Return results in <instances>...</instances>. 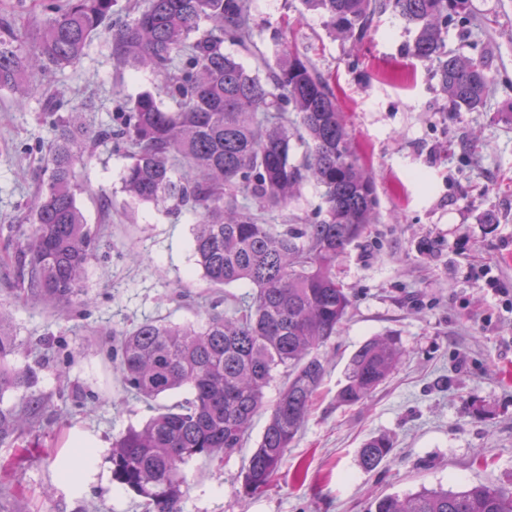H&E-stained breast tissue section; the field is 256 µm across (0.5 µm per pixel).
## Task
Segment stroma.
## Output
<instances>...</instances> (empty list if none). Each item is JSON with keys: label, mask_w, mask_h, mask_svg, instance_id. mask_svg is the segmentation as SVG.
I'll use <instances>...</instances> for the list:
<instances>
[{"label": "stroma", "mask_w": 512, "mask_h": 512, "mask_svg": "<svg viewBox=\"0 0 512 512\" xmlns=\"http://www.w3.org/2000/svg\"><path fill=\"white\" fill-rule=\"evenodd\" d=\"M249 70L267 77L283 47L307 59L333 89L357 155L373 175L377 219L336 260L351 306L319 351L327 372L313 408L266 493L245 495L244 465L266 414L236 454L186 469L178 512H373L376 498L421 487H512V0H469L466 27L452 24L443 51L485 58L490 90L482 107L454 112L435 63L412 57L415 31L386 9L362 43L333 33L300 0H248ZM27 99L0 91V227L36 192L53 137L39 78ZM66 108L114 123L139 91L164 80L121 67L105 37L58 72ZM126 158L97 147L81 177L78 205L98 230L87 272L90 305L34 303L13 288L14 252L0 238V317L16 334L12 364L33 369V389L4 403L42 405L0 441V512H145L144 500L112 478V442L146 420V402L115 369V333L148 320L197 324L219 295L199 271L197 215L165 205H129ZM319 188L303 184L276 213L279 224L314 221ZM396 336L401 365L361 404L336 392L352 354L375 336ZM393 442L389 458L363 471L371 437ZM89 461L70 476L58 463L79 444Z\"/></svg>", "instance_id": "obj_1"}]
</instances>
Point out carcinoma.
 I'll list each match as a JSON object with an SVG mask.
<instances>
[{
  "instance_id": "cac0c4a2",
  "label": "carcinoma",
  "mask_w": 512,
  "mask_h": 512,
  "mask_svg": "<svg viewBox=\"0 0 512 512\" xmlns=\"http://www.w3.org/2000/svg\"><path fill=\"white\" fill-rule=\"evenodd\" d=\"M340 34L366 35L377 0H302ZM467 0H389L417 30L410 53L437 62L440 87L457 111L483 106L490 79L484 61L442 51L448 22H465ZM118 0H56L25 31L0 20V90L24 94L26 78L53 76L81 60L93 37L111 35L112 55L125 67L164 77L166 107L150 91L131 99L117 126L82 125L75 116L52 122L55 132L38 195L18 224L6 228L16 244V286L61 305L90 303L86 269L94 232L77 205L79 170L92 146L111 144L130 159L121 177L132 202L190 208L193 251L215 288L246 284L247 295L214 302L204 323L147 321L120 333L118 369L128 391L146 402L186 391L142 426L113 443L112 477L146 498L152 512H175L195 458L230 456L243 448L254 416L268 419L243 471L245 495L271 486L291 443L308 418L326 374L314 351L335 336L351 297L333 273L336 259L373 223L377 197L371 173L352 146L334 94L311 64L282 49L271 79L262 81L224 44L251 43L247 0H143L134 13ZM304 146L290 158L291 140ZM304 182L322 189L324 208L309 224H267L244 202L284 208ZM13 330L0 321V441L23 418L3 406L6 393L31 387L36 373L19 370ZM394 336L366 341L352 355L336 400L364 401L402 362ZM284 372L288 383L265 407V390ZM385 436L367 440L360 467L375 470L392 452ZM375 512H512V489L469 485L388 494Z\"/></svg>"
}]
</instances>
